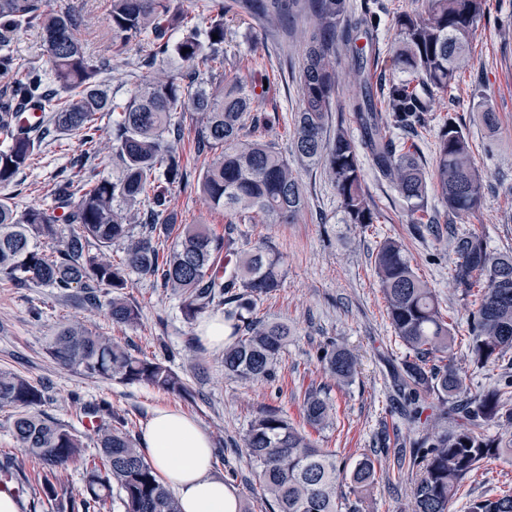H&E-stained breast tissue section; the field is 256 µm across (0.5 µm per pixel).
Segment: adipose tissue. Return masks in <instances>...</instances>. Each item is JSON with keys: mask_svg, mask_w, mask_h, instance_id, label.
I'll return each mask as SVG.
<instances>
[{"mask_svg": "<svg viewBox=\"0 0 512 512\" xmlns=\"http://www.w3.org/2000/svg\"><path fill=\"white\" fill-rule=\"evenodd\" d=\"M141 444L160 480L177 492L182 512H238L234 490L211 472V438L195 419L156 409L142 429Z\"/></svg>", "mask_w": 512, "mask_h": 512, "instance_id": "1", "label": "adipose tissue"}]
</instances>
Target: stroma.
I'll list each match as a JSON object with an SVG mask.
<instances>
[{
  "mask_svg": "<svg viewBox=\"0 0 512 512\" xmlns=\"http://www.w3.org/2000/svg\"><path fill=\"white\" fill-rule=\"evenodd\" d=\"M81 18L78 35L87 52L108 55L112 67L104 79L115 100L124 99L142 79L156 74L144 67L141 48L112 53L107 26L109 0H63ZM351 18L364 10L376 12V31L353 30L362 48L366 69L378 105H385L387 88L403 75L392 65L397 37L394 19L411 10L414 0H350ZM315 32L312 16L300 15L270 28L251 15L224 14V49L234 73L252 83L260 109L274 112L279 123L267 132L283 153L291 151L294 114L301 94L303 52ZM497 115L495 132L479 121L481 107ZM454 118L466 134L475 165L484 182V195L469 213L447 210L436 187L428 189V206L437 213L432 231L416 232L406 216V205L387 181L364 163L365 190L379 213L378 223L348 224L336 190L319 168L300 166L306 208L296 224H242L236 247L250 251L268 244L280 252L285 271L278 291L256 301L257 316L288 322L294 330L281 358L275 381L246 386L224 374L222 352L198 340L196 324L181 314V300L161 281L132 276L127 298L141 312L137 328L113 325L105 309L86 305L81 290L67 293L38 285L17 287L0 280V369L18 372L42 385L49 417L83 431L82 403L102 399L123 415L133 436H140L154 410L176 408L208 431L214 448L213 472L227 479L241 506L249 512H273L255 491L254 468L238 443L250 420L263 407L280 408L298 429H305L302 397L306 388H327L336 410V424L318 435L320 447L336 450L347 465L362 456L375 461V483L360 496V512H411V487L419 468L412 459L397 463L395 451L419 438L390 400L391 376L405 354L386 313V304L374 272V254L384 239L403 246L413 268L434 289L443 314L455 326L458 362L467 363L468 310L450 273L453 259L451 232L481 233L491 253H512V0H489L488 14L471 44V63L448 91L434 95L433 109L412 133L395 131L397 140H413L420 148L425 170H432L437 132ZM179 149L190 181L189 188H170L171 205L183 224L206 225L223 235V211L207 208L193 188L207 155L197 150L194 126L185 122ZM77 138L45 140L33 164L21 170L10 190L18 209L51 207L55 180L81 182L90 176L112 174V149L101 140L99 153L84 161ZM82 323L114 337L133 354L157 357L177 372L190 393L182 396L145 384H123L91 378L57 366L47 345L58 329ZM351 349L359 359L353 384L339 388L322 370L318 351L326 343ZM14 411L0 408V456L13 457L20 478L35 481L39 465L24 455L12 432ZM512 488V458L482 465L465 482L451 512H467L471 501Z\"/></svg>",
  "mask_w": 512,
  "mask_h": 512,
  "instance_id": "1",
  "label": "stroma"
}]
</instances>
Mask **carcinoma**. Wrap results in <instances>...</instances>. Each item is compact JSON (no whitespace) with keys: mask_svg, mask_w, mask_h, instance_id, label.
I'll use <instances>...</instances> for the list:
<instances>
[{"mask_svg":"<svg viewBox=\"0 0 512 512\" xmlns=\"http://www.w3.org/2000/svg\"><path fill=\"white\" fill-rule=\"evenodd\" d=\"M268 26L309 13L317 33L301 68V98L295 115L291 150L307 164L321 168L336 188L349 224L366 226L379 216L363 187L368 156L407 204L411 224H435L429 213L427 182L416 145L397 143L390 130H405L430 111L434 92L445 91L470 63L472 37L487 16L488 0H419L399 14L394 27L400 48L392 62L409 79L391 84L386 112L376 108L360 54L349 48L339 28L348 17L349 0H233ZM216 16L205 30L188 24L189 14L175 0H110L107 24L112 50L121 54L133 42L149 49V64L160 61L166 73L137 83L118 105L103 74L105 57L88 54L76 36V13L51 0H0V75L14 73L0 90V189L13 184L46 137L73 136L96 154L99 119L121 109L112 122V177H88L79 186L70 178L53 183L54 209L32 206L22 211L13 197L0 193V278L17 284L37 283L66 293L86 289V303L104 308L112 323L139 325L141 313L127 300L131 275L156 277L181 298V313L194 321L212 307L224 306V374L242 383L275 379L281 352L292 335L288 323L254 316L257 298L280 287L281 254L264 245L249 252L231 250L238 224H293L305 209L297 170L269 140L246 130H270L275 112H254L255 87L217 73L224 68V0H212ZM40 32L47 69L19 71L12 49L15 32ZM179 29L173 42L169 32ZM187 52H182V49ZM348 62L362 87L345 108L363 132L360 142L339 126L326 137L336 96L339 67ZM39 104L48 115L23 125V108ZM184 112L195 116V136L210 159L197 182L207 207L224 210V235L201 224H184L174 246L160 251L159 240L178 224L165 187L188 186L179 144ZM433 177L445 206L454 212L475 208L483 193L467 136L453 120L440 127ZM124 258L112 262V247ZM453 271L462 295L472 296L468 347L471 361L489 373L493 384L469 396L463 367L453 356V328L437 296L416 274L400 243L384 241L374 259L375 272L395 333L407 349L394 375L396 402L411 423L426 433L412 449L420 473L411 488L413 512H450L465 480L489 460L512 456V255H494L483 237L463 232L454 237ZM47 353L55 364L87 377L118 383H143L159 390L191 395L184 380L157 358L132 354L112 337L84 325H67L52 337ZM325 374L343 387L355 381L356 356L347 348L322 347ZM437 396L439 414L424 415L425 402ZM45 393L23 375L0 370V408L18 409L13 434L20 449L41 465L38 492L57 512H107L118 489L123 512H181L179 501L145 458L128 421L101 400L82 406L95 421L87 454L83 437L40 410ZM303 418L316 433L331 428L336 411L326 393L308 389ZM500 433L491 435L487 427ZM254 466L259 491L277 512H360L343 491L374 482L369 457L350 472L336 452L321 448L311 434L296 428L284 412L266 407L241 437ZM80 461L84 485L78 496L64 486L60 473ZM469 512H512V492L472 502Z\"/></svg>","mask_w":512,"mask_h":512,"instance_id":"obj_1","label":"carcinoma"}]
</instances>
